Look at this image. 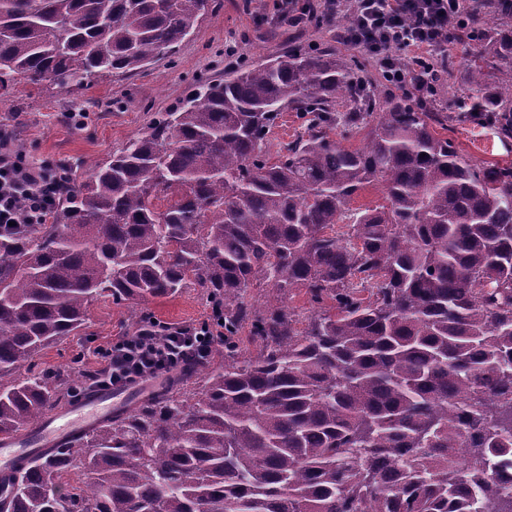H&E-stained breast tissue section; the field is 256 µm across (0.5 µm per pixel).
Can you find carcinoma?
<instances>
[{"label":"carcinoma","mask_w":512,"mask_h":512,"mask_svg":"<svg viewBox=\"0 0 512 512\" xmlns=\"http://www.w3.org/2000/svg\"><path fill=\"white\" fill-rule=\"evenodd\" d=\"M216 6L0 0V86L69 91L139 69ZM463 78L511 139L512 23ZM285 109L306 133L273 155ZM450 119L293 46L157 113L71 186L62 223L0 232L1 436L79 396L19 370L103 294L194 284L224 326L210 360L0 476V512H512V166L464 157L436 131ZM340 126L367 131L365 146H341ZM371 185L384 204L351 207ZM258 279L276 304L246 300ZM296 288L332 302L302 329L284 304ZM245 328L259 348L241 362Z\"/></svg>","instance_id":"carcinoma-1"}]
</instances>
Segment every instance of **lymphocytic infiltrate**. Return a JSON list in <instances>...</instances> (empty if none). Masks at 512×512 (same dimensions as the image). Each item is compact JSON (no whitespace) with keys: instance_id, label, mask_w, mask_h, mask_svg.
I'll list each match as a JSON object with an SVG mask.
<instances>
[{"instance_id":"lymphocytic-infiltrate-1","label":"lymphocytic infiltrate","mask_w":512,"mask_h":512,"mask_svg":"<svg viewBox=\"0 0 512 512\" xmlns=\"http://www.w3.org/2000/svg\"><path fill=\"white\" fill-rule=\"evenodd\" d=\"M346 14L342 42L363 49L387 83L420 100L436 91L438 55L470 23L466 0H350ZM401 49L413 51L411 63L400 61ZM59 190L45 167L26 163L11 149L0 125V228L46 223ZM222 335L213 323L162 328L150 323L99 349L100 362L85 377L100 388L147 381L208 357Z\"/></svg>"}]
</instances>
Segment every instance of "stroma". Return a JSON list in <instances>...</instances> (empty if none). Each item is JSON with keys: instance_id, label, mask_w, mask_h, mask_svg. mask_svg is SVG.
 I'll list each match as a JSON object with an SVG mask.
<instances>
[{"instance_id": "obj_1", "label": "stroma", "mask_w": 512, "mask_h": 512, "mask_svg": "<svg viewBox=\"0 0 512 512\" xmlns=\"http://www.w3.org/2000/svg\"><path fill=\"white\" fill-rule=\"evenodd\" d=\"M338 20L334 14L286 26L274 18L273 0H221L220 7L208 12L174 53L141 69L97 79L70 92L47 81L9 84L0 90V98L8 104L0 112V123L10 129L12 145L23 159L63 170L78 182L87 176L89 164L110 159L145 132L154 113L178 106L202 82L222 75L229 64L259 65L294 42L312 51L331 48L355 62L360 76L379 97L393 95V88L375 74L366 52L337 40ZM465 96L451 80L438 86L437 97L445 112L456 117L452 135L456 146L477 164L512 163V139L502 140L485 115L457 110V100ZM78 110L86 114L79 127L68 118ZM144 315L162 325H191L207 321L212 311L201 289L193 286L171 298L141 303L116 304L103 295L92 302L84 329L38 352L34 368L82 379L96 364L94 349L133 333Z\"/></svg>"}]
</instances>
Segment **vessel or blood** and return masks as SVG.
<instances>
[{
  "mask_svg": "<svg viewBox=\"0 0 512 512\" xmlns=\"http://www.w3.org/2000/svg\"><path fill=\"white\" fill-rule=\"evenodd\" d=\"M112 399L111 390H96L43 420L32 431L0 439V469H10L20 455L31 456L41 449L58 446L74 434L97 426L111 417Z\"/></svg>",
  "mask_w": 512,
  "mask_h": 512,
  "instance_id": "1",
  "label": "vessel or blood"
}]
</instances>
